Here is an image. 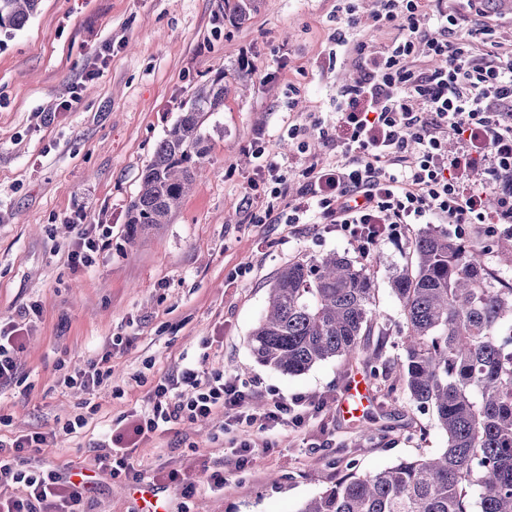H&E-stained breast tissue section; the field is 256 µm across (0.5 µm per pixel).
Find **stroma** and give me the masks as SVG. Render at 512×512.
I'll return each instance as SVG.
<instances>
[{"label":"stroma","instance_id":"35a3bbf8","mask_svg":"<svg viewBox=\"0 0 512 512\" xmlns=\"http://www.w3.org/2000/svg\"><path fill=\"white\" fill-rule=\"evenodd\" d=\"M336 0H251L245 21L224 0H41L37 14L0 48V320L38 304L15 380L0 385V433L37 431L48 445L40 464L91 466L102 430L147 406L159 378L212 344L208 369L254 384L255 401L304 397L316 411L304 426H280L243 465L216 436L214 415L182 422L142 443L136 469L180 470L198 482L224 469V489L197 490L157 479L172 507L190 512H298L350 471L372 474L447 445L431 413L417 409L400 372L395 342L403 324L390 274L414 261L421 232L403 224L375 246L373 307L379 315L365 353L289 376L258 364L249 336L279 269L331 252L355 261L357 242L333 224H292L288 204L313 162L336 158V91L356 71L334 59ZM223 77V108L208 121L204 171L168 223L136 239L126 210L167 129L195 88ZM300 89L288 94L289 85ZM72 110L59 104L70 96ZM297 127L298 137L288 134ZM286 173L270 217L242 206L257 178L256 147ZM107 224L112 234L88 270L67 256L73 220ZM392 365V383L368 379L367 417L345 418L339 404L368 356ZM110 354L111 378L95 394L67 389L65 374ZM93 412L78 436L71 415ZM87 512H140L136 483L94 472Z\"/></svg>","mask_w":512,"mask_h":512}]
</instances>
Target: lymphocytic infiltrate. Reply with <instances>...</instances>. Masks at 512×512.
Here are the masks:
<instances>
[{"label": "lymphocytic infiltrate", "instance_id": "1", "mask_svg": "<svg viewBox=\"0 0 512 512\" xmlns=\"http://www.w3.org/2000/svg\"><path fill=\"white\" fill-rule=\"evenodd\" d=\"M487 0H376L360 15L342 6L348 27L394 30L374 53L337 33V47L360 68L359 79L336 93L335 162L316 163L309 184L291 203L290 223L312 214L340 226L361 249L395 234L402 224L482 225L486 234L512 224V47H503ZM461 146L449 151V135ZM483 169L481 184L471 174ZM74 269L90 267L111 229L76 227ZM0 323V382L17 372L25 322ZM208 352L160 381L148 408L119 416L97 444L95 461L112 477L137 478L131 463L140 442L171 424L233 417L242 452L266 447L262 435L304 421L302 398H272L250 409L251 393L207 368ZM46 445L39 433L0 438V512H81L85 485L52 467L30 465Z\"/></svg>", "mask_w": 512, "mask_h": 512}]
</instances>
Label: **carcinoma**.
I'll use <instances>...</instances> for the list:
<instances>
[{
    "instance_id": "cac0c4a2",
    "label": "carcinoma",
    "mask_w": 512,
    "mask_h": 512,
    "mask_svg": "<svg viewBox=\"0 0 512 512\" xmlns=\"http://www.w3.org/2000/svg\"><path fill=\"white\" fill-rule=\"evenodd\" d=\"M40 0H0L8 40ZM224 81L194 92L159 143L127 206L129 237L166 224L209 150L206 122L224 106ZM413 268L391 274L405 325L398 364L417 408L432 411L448 445L373 474L352 471L297 512H512V286L495 279L489 249L428 230L412 242ZM367 265L329 253L286 265L249 346L255 360L291 376L354 356L377 319Z\"/></svg>"
}]
</instances>
